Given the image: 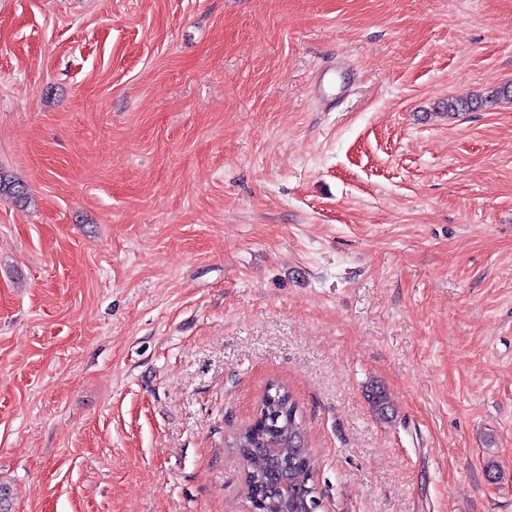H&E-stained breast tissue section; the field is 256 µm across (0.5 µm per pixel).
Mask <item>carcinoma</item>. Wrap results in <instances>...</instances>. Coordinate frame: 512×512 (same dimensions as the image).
<instances>
[{
	"label": "carcinoma",
	"mask_w": 512,
	"mask_h": 512,
	"mask_svg": "<svg viewBox=\"0 0 512 512\" xmlns=\"http://www.w3.org/2000/svg\"><path fill=\"white\" fill-rule=\"evenodd\" d=\"M0 197L26 199L24 185L0 174ZM246 466L247 497L255 512H304L293 497L315 486V464L298 406L288 389L268 383L252 419L224 441Z\"/></svg>",
	"instance_id": "cac0c4a2"
}]
</instances>
